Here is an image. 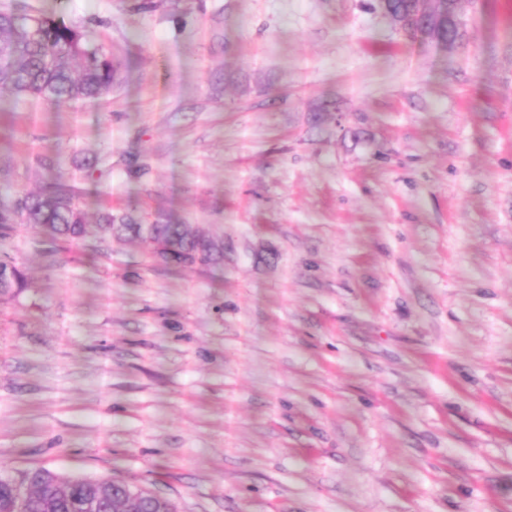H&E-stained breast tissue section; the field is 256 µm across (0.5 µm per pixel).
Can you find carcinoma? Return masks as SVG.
<instances>
[{"label":"carcinoma","mask_w":512,"mask_h":512,"mask_svg":"<svg viewBox=\"0 0 512 512\" xmlns=\"http://www.w3.org/2000/svg\"><path fill=\"white\" fill-rule=\"evenodd\" d=\"M460 0H438L439 23L431 34L439 45L448 44L456 34ZM116 64L100 47L89 44L86 36L71 25L51 16L30 17L11 12L0 14V90L19 96L50 101L96 99L109 93ZM25 223L42 229L55 239L78 241L90 234L99 238H134L151 247L138 222L105 210L90 225L76 193L61 182L48 190L25 193L0 202V226ZM155 233L178 242L182 254L176 263L186 264L184 253L205 240L188 224H157ZM0 291L10 294L26 287V277L18 265L0 259ZM29 484L18 494L9 478L0 477V512H69L75 499L102 504L100 512H171L167 499L139 491V498L128 497L108 479L62 478L46 468L28 471Z\"/></svg>","instance_id":"cac0c4a2"}]
</instances>
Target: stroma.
I'll use <instances>...</instances> for the list:
<instances>
[{
    "label": "stroma",
    "instance_id": "35a3bbf8",
    "mask_svg": "<svg viewBox=\"0 0 512 512\" xmlns=\"http://www.w3.org/2000/svg\"><path fill=\"white\" fill-rule=\"evenodd\" d=\"M118 64L0 91V200L72 186L224 244L0 228V469L176 512H512V0L462 39L376 0H0ZM0 273L3 286L0 290L1 293L10 294L26 288V277L18 265L10 260L0 259ZM4 294V295H6Z\"/></svg>",
    "mask_w": 512,
    "mask_h": 512
}]
</instances>
